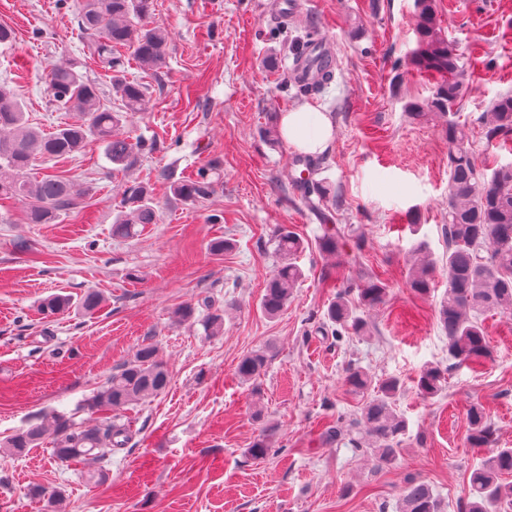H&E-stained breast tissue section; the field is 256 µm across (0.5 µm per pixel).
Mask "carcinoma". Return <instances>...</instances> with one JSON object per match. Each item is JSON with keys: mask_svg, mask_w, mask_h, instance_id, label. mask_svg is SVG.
Returning <instances> with one entry per match:
<instances>
[{"mask_svg": "<svg viewBox=\"0 0 512 512\" xmlns=\"http://www.w3.org/2000/svg\"><path fill=\"white\" fill-rule=\"evenodd\" d=\"M153 0H84L79 28L88 38L90 55L101 69L112 74L120 108L114 111L101 104L99 95L70 63L54 66L46 75V86L55 107L75 113V120L63 122L45 133L31 126L22 104L13 90L0 85V201L24 206L27 224H53L76 205L71 181L57 172L39 177L31 171L39 162L61 160L83 151L87 142L97 140L104 146L106 158L120 170L128 168L147 149L142 141L118 136L115 129L124 118L149 109L150 91L141 83L126 80L128 60L121 49L132 50L133 59L144 68L161 65L169 43L168 32L148 22ZM416 45L406 65L435 79L432 95L410 101L406 111L414 120L429 113L445 119L448 135V252L442 265L423 258L409 272V286L418 294L430 293L434 273L447 278L448 288L440 300L436 317L448 338V356L459 363L489 357L481 316L491 310L512 312V162L492 166L477 163L465 127L456 119L454 109L473 89L474 71L468 59L457 52L442 27L438 0L415 2ZM490 144L506 143L512 138V93L500 95L492 103L484 128ZM303 199L318 216L330 190L314 171L299 180ZM208 170L170 186L176 198L193 201L211 192ZM157 222L153 188L133 183L125 187L122 210L112 225V234L126 237L138 224ZM278 262L268 278L260 307L265 315L276 317L288 305L301 278L296 264L302 243L286 225H278L271 236ZM358 306L382 304L387 295L385 284L376 276L364 275L358 282L336 293L326 311L320 332L339 339L369 334V324L355 315L351 294ZM103 296L85 292L78 301L55 294L42 299L39 311L49 317L63 314L76 306L87 313L97 310ZM204 334L217 336L224 331V312L215 311L201 320ZM268 353L263 349L244 356L237 375L244 383L255 382L266 370ZM448 368L428 365L416 382L425 398L433 399L444 390ZM349 391L363 397L359 416L347 423L338 421L325 431L328 442L347 441L369 454L377 470L392 467L408 423L396 410L402 384L395 377L375 380L360 368H348L344 378ZM166 364L152 343L141 345L134 359L119 366L90 399V407L102 412L98 424L77 425L63 415L54 417V458L63 466L104 461L112 453L127 447L132 431L128 423L112 412L163 393L169 386ZM468 443L472 448H490L492 456L473 469L469 476L470 493L460 512H498L501 504L512 501V484L502 476L512 473V448H498L497 431L484 409L474 405L467 414ZM43 425H32L0 443V456H19L42 442ZM399 512H440V502L432 488L418 478L408 479L401 487Z\"/></svg>", "mask_w": 512, "mask_h": 512, "instance_id": "1", "label": "carcinoma"}]
</instances>
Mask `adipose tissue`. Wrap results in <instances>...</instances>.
Masks as SVG:
<instances>
[{"label": "adipose tissue", "mask_w": 512, "mask_h": 512, "mask_svg": "<svg viewBox=\"0 0 512 512\" xmlns=\"http://www.w3.org/2000/svg\"><path fill=\"white\" fill-rule=\"evenodd\" d=\"M278 133L290 147L312 155L327 151L334 139L330 118L307 103L279 115Z\"/></svg>", "instance_id": "adipose-tissue-1"}]
</instances>
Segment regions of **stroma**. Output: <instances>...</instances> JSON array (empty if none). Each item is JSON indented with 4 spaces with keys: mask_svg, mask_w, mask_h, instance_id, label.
I'll list each match as a JSON object with an SVG mask.
<instances>
[{
    "mask_svg": "<svg viewBox=\"0 0 512 512\" xmlns=\"http://www.w3.org/2000/svg\"><path fill=\"white\" fill-rule=\"evenodd\" d=\"M302 2L288 18L285 0H153L151 22L170 36L166 59L148 72L128 63V78L149 86L152 105L120 128L153 142V151L118 174L94 140L51 162L79 192L77 209L57 223L27 224L21 205L0 207V440L58 414L96 423L89 398L142 343L156 345L171 377L166 392L126 411L133 439L103 461L105 483L87 484L75 467L58 465L46 442L0 467V512H43L41 490L62 491L63 512H396L410 477L433 487L441 512H459L470 472L489 456L467 443L469 408L482 405L499 446L512 447V314H484L489 358L452 365L435 314L446 279L435 277L427 296L408 284L418 245L435 261L448 249L443 122L404 110L433 90L431 79L405 68L415 0ZM81 3L0 0V24L15 33L0 45V82L47 131L74 118L46 93L47 72L65 61H82L101 102L118 105L109 77L86 57ZM441 7L448 41L470 55L478 85L457 119L478 161L510 162L511 150L487 144L483 122L492 101L512 92V39L497 37L512 26V0ZM313 27L334 72L321 90L303 94L291 80L294 41ZM306 102L335 128L330 149L313 162L316 179L332 186L324 211L346 237L336 257L319 251L321 222L292 179L296 152L274 132L280 112ZM206 166L209 197L186 204L170 193V182ZM133 181L152 185L157 221L118 238L112 224L122 186ZM279 224L304 243L302 278L270 318L260 301ZM218 238L231 248L212 252ZM365 274L387 286L383 304L359 311L370 335H322L337 290ZM89 290L104 297L94 313L74 308L46 319L38 311L48 295L76 299ZM206 299L225 312L222 335L204 337L175 318L189 304L204 315ZM257 349L267 350V368L256 384L242 383L237 364ZM433 363L448 365V383L426 400L415 381ZM351 366L403 383L397 408L408 432L391 468L374 469L347 442L323 439L326 426L362 404L344 384ZM262 438L273 451L256 462L247 450Z\"/></svg>",
    "mask_w": 512,
    "mask_h": 512,
    "instance_id": "obj_1",
    "label": "stroma"
}]
</instances>
